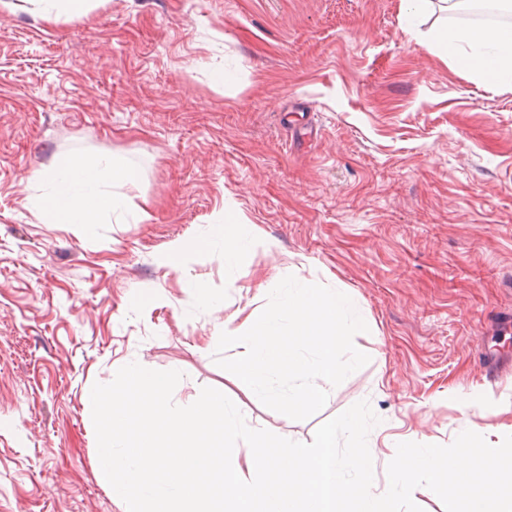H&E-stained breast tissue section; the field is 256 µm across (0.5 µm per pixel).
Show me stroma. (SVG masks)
I'll list each match as a JSON object with an SVG mask.
<instances>
[{"mask_svg": "<svg viewBox=\"0 0 512 512\" xmlns=\"http://www.w3.org/2000/svg\"><path fill=\"white\" fill-rule=\"evenodd\" d=\"M0 6V512H122L98 467L88 394L131 362L230 385L248 426L312 442L369 401L372 492L398 443L512 434V87L436 49L485 22L403 0H90L44 19ZM224 81H217V74ZM132 168L103 196L137 213L34 215L59 159ZM264 245L231 263L197 242L224 210ZM183 256L170 266L173 244ZM288 275L348 295L367 365L303 421L214 361ZM205 282L212 303L199 301Z\"/></svg>", "mask_w": 512, "mask_h": 512, "instance_id": "obj_1", "label": "stroma"}]
</instances>
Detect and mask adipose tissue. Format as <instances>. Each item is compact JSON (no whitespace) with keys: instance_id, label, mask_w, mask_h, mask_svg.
<instances>
[{"instance_id":"adipose-tissue-1","label":"adipose tissue","mask_w":512,"mask_h":512,"mask_svg":"<svg viewBox=\"0 0 512 512\" xmlns=\"http://www.w3.org/2000/svg\"><path fill=\"white\" fill-rule=\"evenodd\" d=\"M435 43L465 69H475L489 85L512 86V28L454 29L441 28L433 33ZM463 42L488 46V53L464 56L459 52ZM103 173L101 161L95 159L56 162L48 175L50 191L36 212L44 224H88L106 208L130 209L132 199L104 198L98 191ZM215 236L224 240V256L234 260L249 246L261 245L262 239L253 225L245 223L235 211H225L221 222L213 225Z\"/></svg>"}]
</instances>
